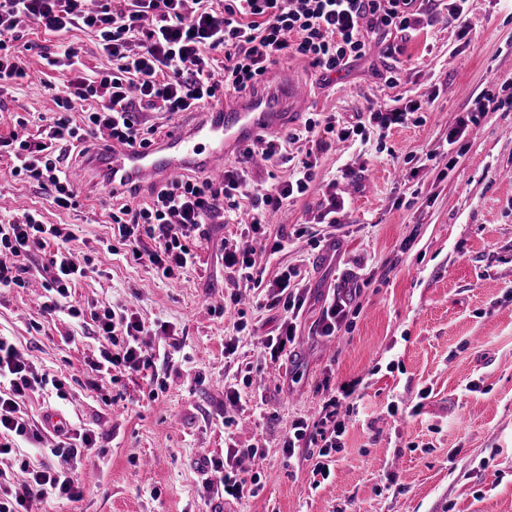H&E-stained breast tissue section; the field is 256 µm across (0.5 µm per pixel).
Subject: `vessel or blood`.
<instances>
[{
    "mask_svg": "<svg viewBox=\"0 0 512 512\" xmlns=\"http://www.w3.org/2000/svg\"><path fill=\"white\" fill-rule=\"evenodd\" d=\"M307 90L290 73H281L262 96L239 98L234 104L212 102L192 126L173 121L170 133L143 147L105 141L99 156L70 172L75 187L99 178L109 188L142 191L190 171L222 176L224 163L260 135L276 133L306 105Z\"/></svg>",
    "mask_w": 512,
    "mask_h": 512,
    "instance_id": "obj_1",
    "label": "vessel or blood"
}]
</instances>
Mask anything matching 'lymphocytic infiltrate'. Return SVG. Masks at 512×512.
<instances>
[{"label": "lymphocytic infiltrate", "instance_id": "f902f5d3", "mask_svg": "<svg viewBox=\"0 0 512 512\" xmlns=\"http://www.w3.org/2000/svg\"><path fill=\"white\" fill-rule=\"evenodd\" d=\"M417 0H0V90L28 75L19 42L23 29L37 25L61 36L79 29L91 33L111 62L103 71L85 70L79 51L63 42L46 54L47 65L65 83L55 96L56 110L43 130L27 134L26 118L17 131L0 137V152L11 159L12 177L37 185L54 206L80 205L69 173V159L87 156L98 134L121 142H154L164 119L198 111L221 96L255 90L272 66L286 57L303 60L330 84L333 76L362 60L370 43L386 42L422 22ZM418 104L370 103L367 114L340 119L319 112L282 135L261 139L267 166L288 158L289 146L306 145L288 179L268 187L255 186L249 167L225 171L223 179L179 176L151 189L146 201L134 191L110 190L112 240L109 253L134 264L153 266L164 278L182 275L199 264L198 250L208 240L207 225L226 224L246 216L260 239L248 245L224 244V270L252 292L257 307L280 309L284 322L278 335L267 337L263 349L279 359L296 339L295 321L304 305L301 272L282 269L265 279L262 260L278 253L282 243L267 234L268 218L285 202L307 195L315 180L319 156L333 143L350 137L386 136L407 123ZM72 224H47L34 210L0 218V288L23 286L21 270L33 254L55 245L38 274L43 279L47 314H63L89 324L103 346L90 367L95 390L153 365V330L125 306L104 309L68 304L69 290L92 268L90 256H77ZM64 379L33 371L19 343L0 336V456L18 454L19 443L33 433L22 405L29 392L52 388L65 397ZM360 394L348 383L326 393L316 418L293 420L282 451L316 449L314 474L329 477L330 460L340 453L346 422L357 414ZM93 430L52 448L65 458L60 468L45 461H21L19 474L0 470V512H33L47 499L79 500L83 494V462L96 450ZM258 448L225 452L224 485L233 499L254 495L259 475L249 461L263 457Z\"/></svg>", "mask_w": 512, "mask_h": 512}]
</instances>
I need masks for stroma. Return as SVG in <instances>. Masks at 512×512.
Instances as JSON below:
<instances>
[{
    "mask_svg": "<svg viewBox=\"0 0 512 512\" xmlns=\"http://www.w3.org/2000/svg\"><path fill=\"white\" fill-rule=\"evenodd\" d=\"M467 20L463 39L440 15L395 40V53L373 45L327 88L304 61L278 64L308 87L311 111L350 116L398 98L421 108L418 123L321 155L319 177L350 168L356 183L338 248L290 239L267 268L306 276L298 344L274 363L260 359L258 344L275 334L277 311L248 309L239 332L234 315L210 308L237 290L222 261L236 225H211L200 265L162 280L101 250L111 235L102 186L83 191L80 208L61 210L14 179L0 156L1 197L23 201L45 223L78 227L73 246L95 268L73 286L72 301L124 303L156 329L152 367L93 391L99 339L43 313L40 282L0 290V334L22 344L37 373L69 380L66 399L30 394V418L56 410L98 436L97 455L84 462L97 480L80 501L42 503L39 512H512V107L484 113L464 140L446 144L475 96L512 77V0H470ZM28 39L32 77L0 95V136L13 131L16 114L46 117L54 108L59 76L39 53L55 39L36 26ZM390 70L397 86L384 81ZM434 149L448 159L425 164ZM336 290L352 295L359 313L329 338L317 320ZM230 337L238 352L229 364ZM247 365L261 384L246 383ZM325 379L334 387L359 380L362 400L317 486L314 458L286 457L282 441L294 418L317 413ZM228 380L239 402L225 398ZM230 445L263 449L259 489L241 500L207 498L205 484L224 474L205 460Z\"/></svg>",
    "mask_w": 512,
    "mask_h": 512,
    "instance_id": "1",
    "label": "stroma"
}]
</instances>
